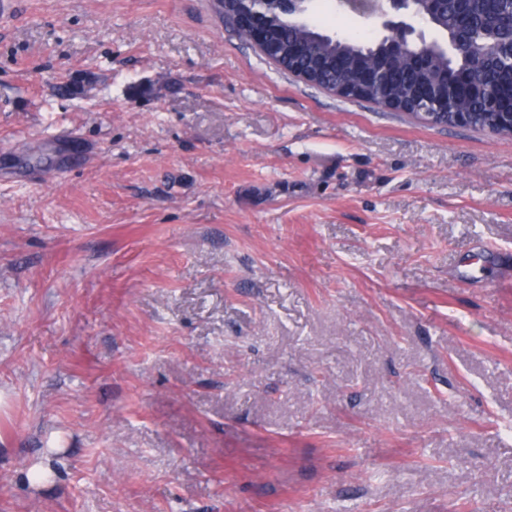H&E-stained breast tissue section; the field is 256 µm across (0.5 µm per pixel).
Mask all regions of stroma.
Segmentation results:
<instances>
[{
  "instance_id": "obj_1",
  "label": "stroma",
  "mask_w": 512,
  "mask_h": 512,
  "mask_svg": "<svg viewBox=\"0 0 512 512\" xmlns=\"http://www.w3.org/2000/svg\"><path fill=\"white\" fill-rule=\"evenodd\" d=\"M211 2L0 18V512H512V137Z\"/></svg>"
}]
</instances>
